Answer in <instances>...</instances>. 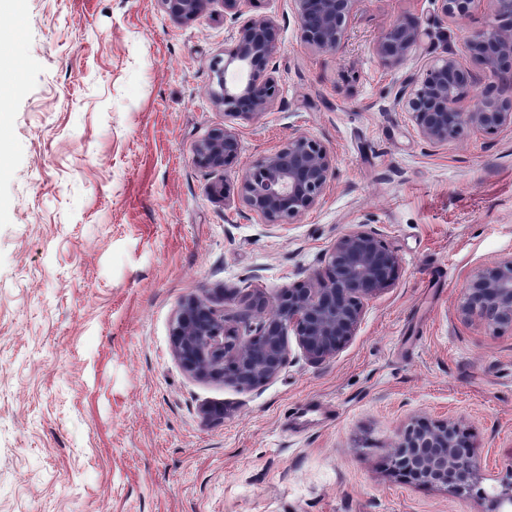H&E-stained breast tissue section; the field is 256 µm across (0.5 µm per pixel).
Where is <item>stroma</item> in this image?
Masks as SVG:
<instances>
[{
  "label": "stroma",
  "mask_w": 512,
  "mask_h": 512,
  "mask_svg": "<svg viewBox=\"0 0 512 512\" xmlns=\"http://www.w3.org/2000/svg\"><path fill=\"white\" fill-rule=\"evenodd\" d=\"M406 15L429 35L384 66L374 44ZM245 16L280 29V95L257 118L208 94L236 43L223 11L179 24L158 0H26L0 28V512H491L512 474V331L458 308L471 274L512 257V129L435 148L397 98L451 52L497 82L464 50L493 4L451 19L435 0H360L333 54L302 42L289 0ZM217 125L241 140L221 174L192 160ZM296 132L326 145L336 178L267 226L239 173ZM359 224L398 276L334 357L311 363L289 339L280 374L250 390L183 372L169 339L183 299L229 316L240 295L276 299ZM419 418L468 429L482 494L391 473Z\"/></svg>",
  "instance_id": "1"
}]
</instances>
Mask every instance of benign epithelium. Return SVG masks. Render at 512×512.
Masks as SVG:
<instances>
[{
	"mask_svg": "<svg viewBox=\"0 0 512 512\" xmlns=\"http://www.w3.org/2000/svg\"><path fill=\"white\" fill-rule=\"evenodd\" d=\"M176 23H189L220 4L240 18L251 0H158ZM302 41L322 53L343 45L360 0H291ZM450 18L468 17L477 0H437ZM496 24L465 40L470 58L500 73V89L483 90L472 102L475 80L452 53L436 60L412 80L397 100L419 136L433 147L457 139L466 129L493 133L512 128V0H492ZM417 19L405 16L382 33L374 51L382 64L402 61L421 44ZM280 47L270 18L248 19L237 31L228 57L211 62L209 94L225 113L256 118L278 98L269 69ZM235 130L213 127L193 149L196 166L224 171L238 157ZM336 177L333 155L318 138L297 133L245 168L239 196L244 206L271 226L291 224L315 208ZM398 258L375 230L350 227L332 243L325 265L305 280L283 289L274 302L246 293L231 318L208 295H193L178 306L171 322L172 353L189 376L251 389L278 376L287 363L288 336H295L313 363L336 355L355 335L365 303L395 283ZM459 314L493 330L512 327V257L474 272L462 290ZM392 472L425 486L474 489L481 479V454L451 420L415 421L402 433L390 457ZM512 507V474L493 497L492 512Z\"/></svg>",
	"mask_w": 512,
	"mask_h": 512,
	"instance_id": "obj_1",
	"label": "benign epithelium"
}]
</instances>
